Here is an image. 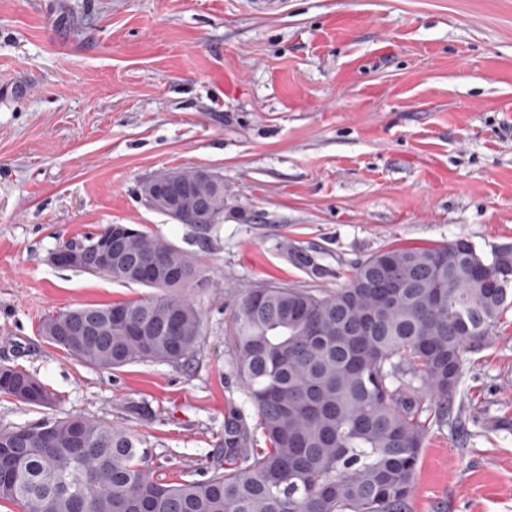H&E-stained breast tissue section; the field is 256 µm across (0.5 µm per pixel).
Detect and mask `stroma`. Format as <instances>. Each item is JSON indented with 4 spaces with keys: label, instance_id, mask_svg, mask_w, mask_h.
I'll return each mask as SVG.
<instances>
[{
    "label": "stroma",
    "instance_id": "1",
    "mask_svg": "<svg viewBox=\"0 0 512 512\" xmlns=\"http://www.w3.org/2000/svg\"><path fill=\"white\" fill-rule=\"evenodd\" d=\"M184 167L224 177L203 237L138 194ZM102 224L195 256L192 360L112 371L41 336L49 313L148 295L49 263ZM458 238L512 245V0H0V365L59 397L0 394V425L80 414L145 435L167 478L222 467L225 414L256 421L224 342L245 288L336 289L374 253ZM460 390L407 512H512V310Z\"/></svg>",
    "mask_w": 512,
    "mask_h": 512
}]
</instances>
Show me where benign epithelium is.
Instances as JSON below:
<instances>
[{"label": "benign epithelium", "mask_w": 512, "mask_h": 512, "mask_svg": "<svg viewBox=\"0 0 512 512\" xmlns=\"http://www.w3.org/2000/svg\"><path fill=\"white\" fill-rule=\"evenodd\" d=\"M149 192L143 199L151 210L158 204L165 206L164 214L181 224L224 223V217L214 218L203 208L201 197L194 195V185L171 172H160L147 179ZM138 230L130 224H111L108 233L89 245L82 243L57 248L49 255V261L63 269L86 271H112V263L118 262L124 243Z\"/></svg>", "instance_id": "7a95c632"}]
</instances>
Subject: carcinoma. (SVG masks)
I'll return each mask as SVG.
<instances>
[{
    "mask_svg": "<svg viewBox=\"0 0 512 512\" xmlns=\"http://www.w3.org/2000/svg\"><path fill=\"white\" fill-rule=\"evenodd\" d=\"M211 211L224 184H210ZM156 262L161 278L135 271ZM398 288L380 287L383 275ZM111 278L153 288L145 298L47 315L41 335L101 369L180 363L200 350L201 311L184 289L203 280L194 256L148 232L130 238ZM512 309V245L491 258L465 239L373 254L336 290L269 282L246 289L224 328L228 364L255 408L224 419V470L166 480L145 438L67 414L0 426V502L20 512H405L430 431L450 421L465 355ZM63 317L87 336H58ZM176 324L178 334L166 333ZM0 393L50 408L36 377L0 366ZM264 447H257L255 433Z\"/></svg>",
    "mask_w": 512,
    "mask_h": 512,
    "instance_id": "cac0c4a2",
    "label": "carcinoma"
}]
</instances>
